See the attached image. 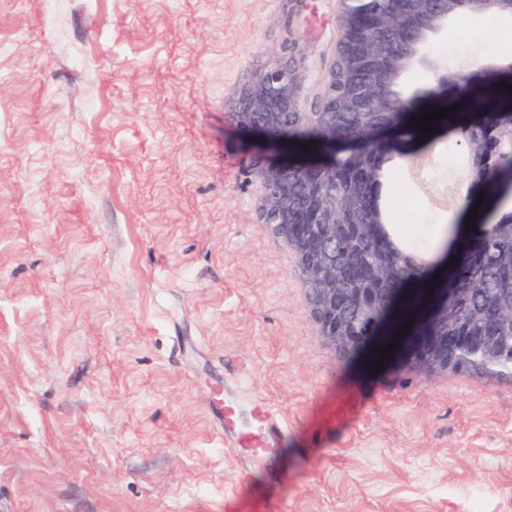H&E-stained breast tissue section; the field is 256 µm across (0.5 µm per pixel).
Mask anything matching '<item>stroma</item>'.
I'll use <instances>...</instances> for the list:
<instances>
[{
    "label": "stroma",
    "instance_id": "obj_1",
    "mask_svg": "<svg viewBox=\"0 0 512 512\" xmlns=\"http://www.w3.org/2000/svg\"><path fill=\"white\" fill-rule=\"evenodd\" d=\"M340 10L0 0V512H512V377L347 358L260 216L267 138L229 114L277 63L313 111ZM503 50L458 19L405 86ZM457 150L444 126L396 141L393 201L431 262ZM229 388L286 432L244 411L217 433Z\"/></svg>",
    "mask_w": 512,
    "mask_h": 512
}]
</instances>
